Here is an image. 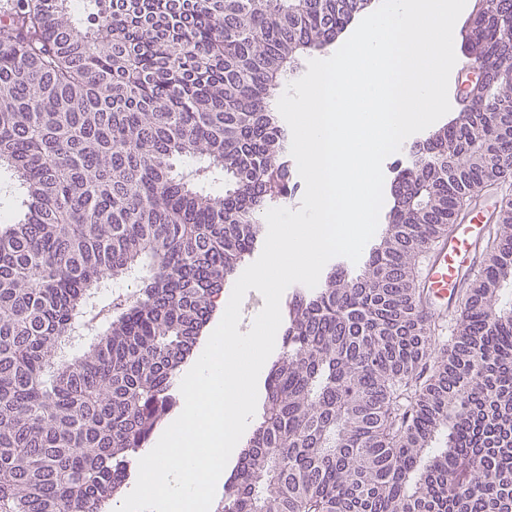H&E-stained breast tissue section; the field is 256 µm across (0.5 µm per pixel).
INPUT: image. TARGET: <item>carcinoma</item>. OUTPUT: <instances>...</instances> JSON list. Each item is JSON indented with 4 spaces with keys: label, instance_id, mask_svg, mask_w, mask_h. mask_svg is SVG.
I'll use <instances>...</instances> for the list:
<instances>
[{
    "label": "carcinoma",
    "instance_id": "carcinoma-1",
    "mask_svg": "<svg viewBox=\"0 0 512 512\" xmlns=\"http://www.w3.org/2000/svg\"><path fill=\"white\" fill-rule=\"evenodd\" d=\"M111 2L86 30L66 0L0 15L19 198L0 224V512H112L288 196L277 90L372 0ZM466 42L483 98L411 151L361 273L288 305L216 512H512V201L440 346L413 277L470 192L512 175V0H486Z\"/></svg>",
    "mask_w": 512,
    "mask_h": 512
}]
</instances>
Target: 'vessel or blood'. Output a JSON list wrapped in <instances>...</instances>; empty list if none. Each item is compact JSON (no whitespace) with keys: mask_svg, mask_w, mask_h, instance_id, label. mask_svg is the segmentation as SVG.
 I'll return each instance as SVG.
<instances>
[{"mask_svg":"<svg viewBox=\"0 0 512 512\" xmlns=\"http://www.w3.org/2000/svg\"><path fill=\"white\" fill-rule=\"evenodd\" d=\"M488 70L461 55L449 79V101L454 109L477 98ZM496 205L488 192H477L469 209L458 214L452 233L427 249L417 268L418 299L422 312L446 322L458 308V298L468 281L483 267L484 240L496 222Z\"/></svg>","mask_w":512,"mask_h":512,"instance_id":"b4317fda","label":"vessel or blood"}]
</instances>
